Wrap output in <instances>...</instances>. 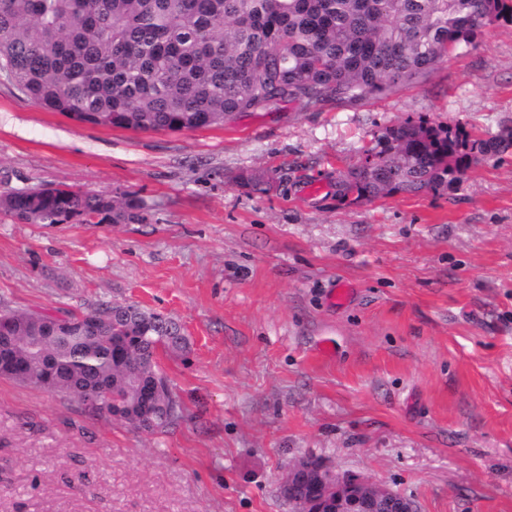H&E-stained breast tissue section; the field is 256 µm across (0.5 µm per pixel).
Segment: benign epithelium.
Returning <instances> with one entry per match:
<instances>
[{"label":"benign epithelium","instance_id":"benign-epithelium-1","mask_svg":"<svg viewBox=\"0 0 512 512\" xmlns=\"http://www.w3.org/2000/svg\"><path fill=\"white\" fill-rule=\"evenodd\" d=\"M281 487L299 512H415L398 491L358 474L337 473L312 458L293 464Z\"/></svg>","mask_w":512,"mask_h":512}]
</instances>
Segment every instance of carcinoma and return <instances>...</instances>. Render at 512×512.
<instances>
[{
    "label": "carcinoma",
    "mask_w": 512,
    "mask_h": 512,
    "mask_svg": "<svg viewBox=\"0 0 512 512\" xmlns=\"http://www.w3.org/2000/svg\"><path fill=\"white\" fill-rule=\"evenodd\" d=\"M512 26V0H0V74L80 123L140 131L221 126L283 103L362 101L409 85L485 27ZM512 147L427 120L386 128L336 176L340 202L450 189L477 156ZM112 198L64 187L12 191L25 224L135 221ZM0 377L63 391L149 432L182 417L158 352L184 355L173 318L132 304L55 314L4 309Z\"/></svg>",
    "instance_id": "1"
}]
</instances>
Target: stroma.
Wrapping results in <instances>:
<instances>
[{"label":"stroma","instance_id":"stroma-1","mask_svg":"<svg viewBox=\"0 0 512 512\" xmlns=\"http://www.w3.org/2000/svg\"><path fill=\"white\" fill-rule=\"evenodd\" d=\"M419 119L512 130V27L366 101L181 132L84 125L0 75V194L65 186L142 216L0 211V304H136L191 342L161 359L183 414L154 434L0 377V512H295L281 479L308 457L417 512H512V150L448 190L343 205L332 188Z\"/></svg>","mask_w":512,"mask_h":512}]
</instances>
